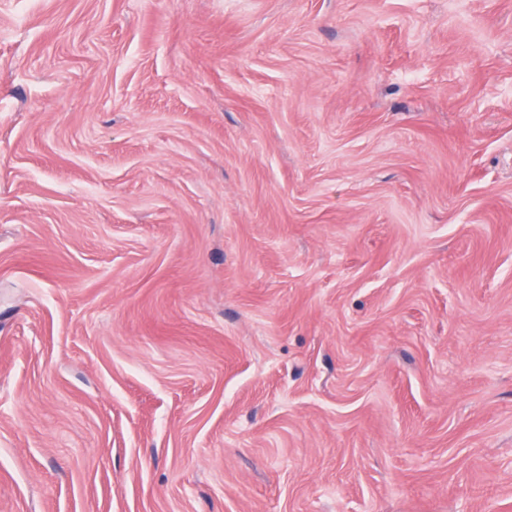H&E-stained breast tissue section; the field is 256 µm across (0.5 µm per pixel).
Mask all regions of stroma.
<instances>
[{"label": "stroma", "mask_w": 512, "mask_h": 512, "mask_svg": "<svg viewBox=\"0 0 512 512\" xmlns=\"http://www.w3.org/2000/svg\"><path fill=\"white\" fill-rule=\"evenodd\" d=\"M0 512H512V0H0Z\"/></svg>", "instance_id": "stroma-1"}]
</instances>
